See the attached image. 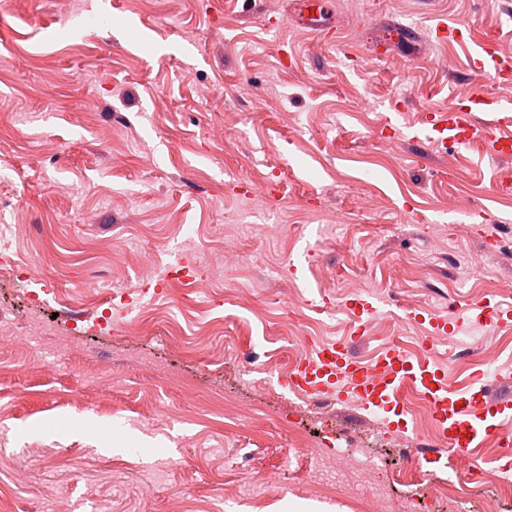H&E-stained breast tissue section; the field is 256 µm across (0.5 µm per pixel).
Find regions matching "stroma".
<instances>
[{
    "instance_id": "obj_1",
    "label": "stroma",
    "mask_w": 512,
    "mask_h": 512,
    "mask_svg": "<svg viewBox=\"0 0 512 512\" xmlns=\"http://www.w3.org/2000/svg\"><path fill=\"white\" fill-rule=\"evenodd\" d=\"M333 2L313 33L300 0H79L93 29L54 0H0V249L58 260L49 280H0V512H51L55 495L75 512H370L288 443L293 428L329 453L373 447L377 418L280 385L300 337L352 335L326 311L360 296L381 309L354 354L397 337L413 354L419 315L512 306L488 293L512 280V158L412 138L512 83L459 45L391 35L443 16L512 58V0ZM115 121L123 136L96 141ZM90 262L133 294L108 311L122 333L58 317L96 300ZM178 266L207 288L168 285ZM475 339L490 364L471 363ZM433 356L449 385L512 387V329L464 327ZM373 449L385 512L426 499L395 449Z\"/></svg>"
}]
</instances>
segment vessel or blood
Returning a JSON list of instances; mask_svg holds the SVG:
<instances>
[{"label": "vessel or blood", "instance_id": "obj_1", "mask_svg": "<svg viewBox=\"0 0 512 512\" xmlns=\"http://www.w3.org/2000/svg\"><path fill=\"white\" fill-rule=\"evenodd\" d=\"M472 67L488 69L497 79H512V68L503 65L496 48L483 43L469 58ZM480 112L507 114L506 105L493 99L475 98L464 106L452 105L447 111L433 113L422 139L433 134H448L460 143L474 138L489 140L497 156L512 157V136L499 134V121H477ZM478 325L512 324V309L484 303L475 316ZM292 391L328 397L336 401L355 396L370 409L398 411L400 396L410 388L426 398L433 410L434 424L446 446L467 448L473 442L497 433L504 447L512 446V401L490 393L483 375L452 388L446 374L428 349H421L417 360H410L389 347L372 359L359 360L346 341H333L313 349V357L289 381Z\"/></svg>", "mask_w": 512, "mask_h": 512}]
</instances>
